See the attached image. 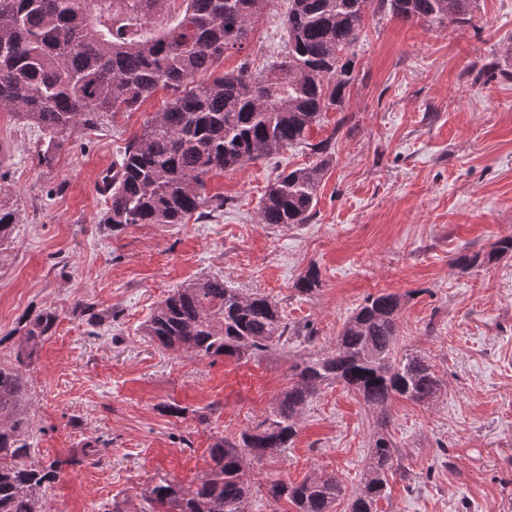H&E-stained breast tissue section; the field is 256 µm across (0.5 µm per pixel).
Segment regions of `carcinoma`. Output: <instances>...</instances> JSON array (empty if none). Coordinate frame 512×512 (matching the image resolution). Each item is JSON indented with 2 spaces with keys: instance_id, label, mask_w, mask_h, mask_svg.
Here are the masks:
<instances>
[{
  "instance_id": "cac0c4a2",
  "label": "carcinoma",
  "mask_w": 512,
  "mask_h": 512,
  "mask_svg": "<svg viewBox=\"0 0 512 512\" xmlns=\"http://www.w3.org/2000/svg\"><path fill=\"white\" fill-rule=\"evenodd\" d=\"M270 0H0V112L39 128L40 161L49 164L81 128L116 112H131L158 87L171 91L164 108L127 146L112 174L102 177L108 198L103 224H183L224 207L206 192L207 175L235 170L302 143L322 113L343 110L353 83L354 44L368 6L404 21L446 27L469 20L475 0H288V53L267 72L249 61L206 85L224 53L243 50ZM318 161L282 172L262 198L261 224H305L314 216L317 190L330 162L329 146L314 145ZM19 210L0 202V246L12 239ZM512 253V238L487 252L462 250L461 270ZM320 286L311 266L295 284L310 295ZM403 297L369 296L343 326L336 347L311 353L292 366L293 384L270 417L211 448L214 466L194 488L161 477L144 489L147 512H247L251 485L247 456L263 458L290 448L302 409L322 385L341 383L376 413L369 463L349 512H376L386 496L395 445L384 432L394 399L428 404L441 381L425 357L399 353ZM57 314L42 309L25 319L15 362L0 365V512H45L40 491L59 479L53 465H34L29 442L27 368L52 332ZM144 335L166 349L202 358L259 356L292 333L313 334L284 322L265 295H243L213 277L175 289L150 315ZM273 500L295 512H332L344 488L331 475L275 482Z\"/></svg>"
}]
</instances>
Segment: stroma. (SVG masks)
<instances>
[{
	"label": "stroma",
	"mask_w": 512,
	"mask_h": 512,
	"mask_svg": "<svg viewBox=\"0 0 512 512\" xmlns=\"http://www.w3.org/2000/svg\"><path fill=\"white\" fill-rule=\"evenodd\" d=\"M288 0H270L246 49L262 69L285 52ZM343 110L323 113L304 143L209 174L224 199L211 218L104 230L100 173L170 98L158 89L132 112L76 132L51 164L42 134L0 112L5 202L17 207L0 247V364L20 323L49 308L58 320L27 374L32 462L55 464L46 512H141L142 490L166 477L194 487L218 439L269 417L294 382L291 366L334 349L372 294L402 295L399 347L425 356L442 382L433 402L397 399L388 431L398 470L377 512H512V256L459 270L462 249L512 237V0H476L468 22L435 27L367 14ZM331 163L305 224H261L259 201L281 171L307 167L313 144ZM317 266L322 284L295 283ZM277 302L314 332L248 360L158 346L142 332L171 292L203 277ZM375 414L342 384L322 386L284 453L249 461L248 512H293L278 481L335 475L349 512L368 463Z\"/></svg>",
	"instance_id": "1"
}]
</instances>
